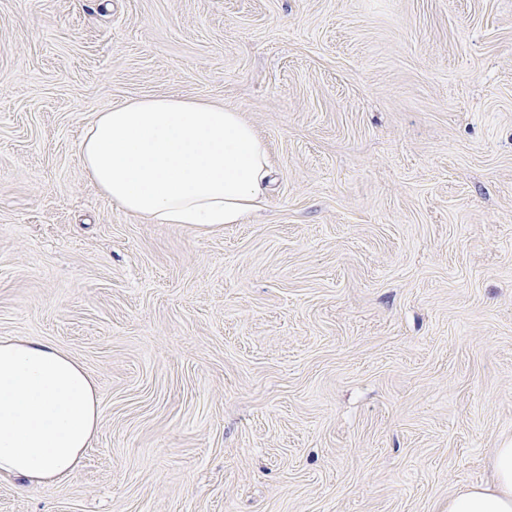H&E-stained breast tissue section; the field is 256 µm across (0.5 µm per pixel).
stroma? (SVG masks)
Listing matches in <instances>:
<instances>
[{
	"mask_svg": "<svg viewBox=\"0 0 512 512\" xmlns=\"http://www.w3.org/2000/svg\"><path fill=\"white\" fill-rule=\"evenodd\" d=\"M242 112V224L122 210L79 155L153 95ZM98 433L0 512H448L512 444V0H0V340Z\"/></svg>",
	"mask_w": 512,
	"mask_h": 512,
	"instance_id": "stroma-1",
	"label": "stroma"
}]
</instances>
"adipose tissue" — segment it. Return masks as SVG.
I'll use <instances>...</instances> for the list:
<instances>
[{"instance_id": "1", "label": "adipose tissue", "mask_w": 512, "mask_h": 512, "mask_svg": "<svg viewBox=\"0 0 512 512\" xmlns=\"http://www.w3.org/2000/svg\"><path fill=\"white\" fill-rule=\"evenodd\" d=\"M97 189L158 224H240L264 202L269 145L241 112L198 99L145 96L98 113L79 143ZM100 422L94 383L54 344L0 341V475L34 484L72 477ZM448 512H512V446L491 484L460 489Z\"/></svg>"}]
</instances>
